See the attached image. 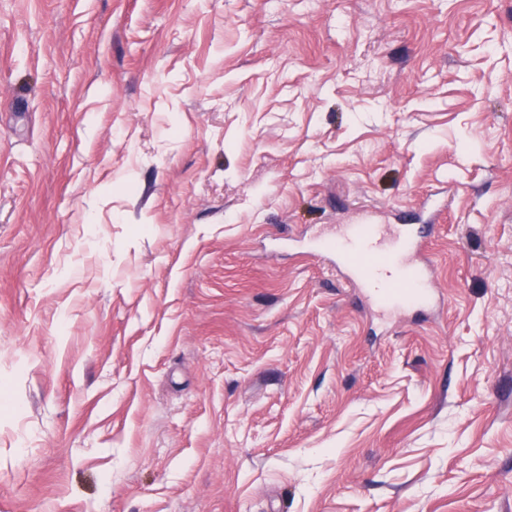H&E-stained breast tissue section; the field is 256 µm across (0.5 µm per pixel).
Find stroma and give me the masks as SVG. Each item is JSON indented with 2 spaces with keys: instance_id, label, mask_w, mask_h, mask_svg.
I'll use <instances>...</instances> for the list:
<instances>
[{
  "instance_id": "obj_1",
  "label": "stroma",
  "mask_w": 512,
  "mask_h": 512,
  "mask_svg": "<svg viewBox=\"0 0 512 512\" xmlns=\"http://www.w3.org/2000/svg\"><path fill=\"white\" fill-rule=\"evenodd\" d=\"M0 512H512V0H0ZM409 224H350L330 239L343 263L352 269L348 282L361 288L378 310L408 309L429 305L434 281L423 259V238L434 224H421L420 235H411ZM362 269L364 274L355 272Z\"/></svg>"
}]
</instances>
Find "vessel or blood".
<instances>
[{"label": "vessel or blood", "mask_w": 512, "mask_h": 512, "mask_svg": "<svg viewBox=\"0 0 512 512\" xmlns=\"http://www.w3.org/2000/svg\"><path fill=\"white\" fill-rule=\"evenodd\" d=\"M431 230L422 225L414 236L403 224L362 221L348 225L334 245L352 270L349 283L362 289L377 309H408L429 305L434 298V281L423 258V237Z\"/></svg>", "instance_id": "obj_1"}]
</instances>
